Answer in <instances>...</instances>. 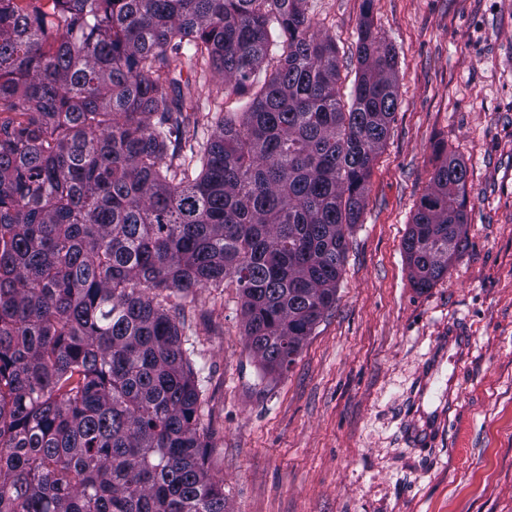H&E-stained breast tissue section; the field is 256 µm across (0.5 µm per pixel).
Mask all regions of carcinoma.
<instances>
[{
    "label": "carcinoma",
    "instance_id": "cac0c4a2",
    "mask_svg": "<svg viewBox=\"0 0 512 512\" xmlns=\"http://www.w3.org/2000/svg\"><path fill=\"white\" fill-rule=\"evenodd\" d=\"M357 47L347 106L307 0H0V512H224L172 299L234 286L263 373L295 362L398 108L368 14ZM205 88L242 105L201 140ZM467 200L442 154L403 241L418 290Z\"/></svg>",
    "mask_w": 512,
    "mask_h": 512
}]
</instances>
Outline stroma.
<instances>
[{"instance_id": "1", "label": "stroma", "mask_w": 512, "mask_h": 512, "mask_svg": "<svg viewBox=\"0 0 512 512\" xmlns=\"http://www.w3.org/2000/svg\"><path fill=\"white\" fill-rule=\"evenodd\" d=\"M343 93L370 13L396 52L399 105L370 175L335 306L287 371L245 347L233 288L182 304L207 465L227 512H512V0H308ZM468 168L464 247L433 288L403 251L440 150ZM465 356L446 350L452 331ZM444 415L420 447L403 429Z\"/></svg>"}]
</instances>
